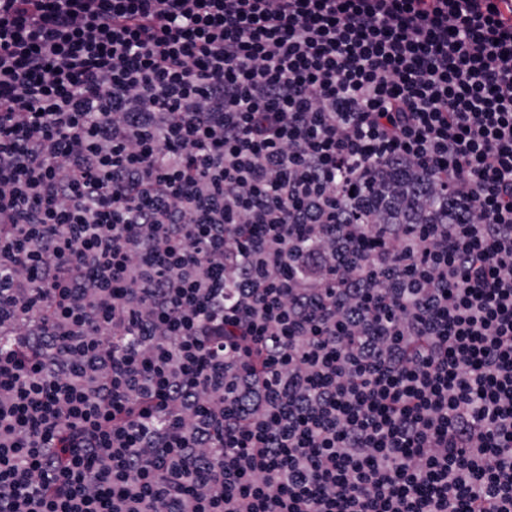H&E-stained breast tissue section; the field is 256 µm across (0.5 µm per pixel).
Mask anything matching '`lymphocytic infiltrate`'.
Segmentation results:
<instances>
[{"label":"lymphocytic infiltrate","instance_id":"lymphocytic-infiltrate-1","mask_svg":"<svg viewBox=\"0 0 512 512\" xmlns=\"http://www.w3.org/2000/svg\"><path fill=\"white\" fill-rule=\"evenodd\" d=\"M0 512H512V0H0Z\"/></svg>","mask_w":512,"mask_h":512}]
</instances>
